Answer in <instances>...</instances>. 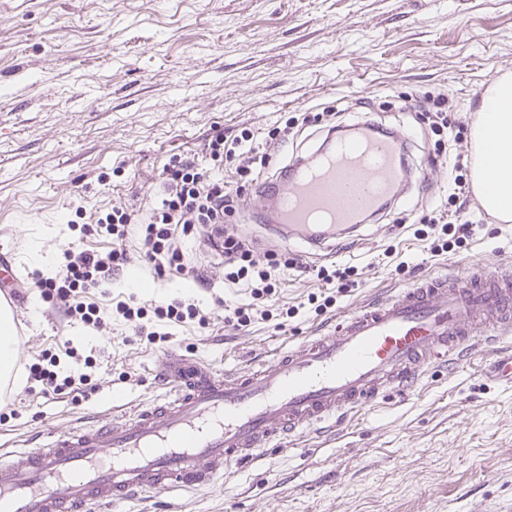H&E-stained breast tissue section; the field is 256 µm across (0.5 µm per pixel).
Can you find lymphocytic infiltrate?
Masks as SVG:
<instances>
[{
  "mask_svg": "<svg viewBox=\"0 0 512 512\" xmlns=\"http://www.w3.org/2000/svg\"><path fill=\"white\" fill-rule=\"evenodd\" d=\"M254 141V132L247 128L230 141L219 132L211 136L205 146L209 166L203 167L188 159L164 164V193L143 218H135L133 210L122 204L91 214L76 208L81 237H107L112 241V248L105 254L75 246L65 248L62 262L53 275L39 272L34 277L42 297L61 309L70 321L97 332L104 331L105 320L92 297L108 288L113 271L129 263L126 241L133 225L139 228L138 254L142 261L153 266L157 275L171 271L196 275L197 270L183 251L180 240L193 234L197 225L202 224L210 228L208 242L212 249L224 257L228 279L249 281L257 295L271 293L278 267L275 254L256 255L245 239L223 227L225 217L236 210L241 186L256 182L269 165L267 155L258 152ZM228 159L236 163V180L232 183L223 176L224 162ZM463 169V162H455L448 207L428 219L429 228H441L442 232L452 234L459 244L469 240L474 232L458 206L467 193ZM115 310L130 322L135 335L146 336L151 342L156 341L157 334L146 328L145 321L150 316L174 324L192 322L202 329L208 326L207 316L186 300L175 299L151 309L121 301ZM27 371L29 380L38 386L43 396L66 390L82 397L87 392V375L63 377L39 363L28 365Z\"/></svg>",
  "mask_w": 512,
  "mask_h": 512,
  "instance_id": "obj_1",
  "label": "lymphocytic infiltrate"
}]
</instances>
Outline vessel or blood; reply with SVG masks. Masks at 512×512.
Wrapping results in <instances>:
<instances>
[{
  "instance_id": "vessel-or-blood-1",
  "label": "vessel or blood",
  "mask_w": 512,
  "mask_h": 512,
  "mask_svg": "<svg viewBox=\"0 0 512 512\" xmlns=\"http://www.w3.org/2000/svg\"><path fill=\"white\" fill-rule=\"evenodd\" d=\"M399 136L362 131L294 163L253 202L278 233L336 238L411 180ZM18 281L0 260V305ZM512 320V271L476 265L419 281L347 314L269 365L238 376L165 351L163 398L95 423L0 451V512H119L166 487H207L265 455L282 436L412 387L428 369L492 345Z\"/></svg>"
}]
</instances>
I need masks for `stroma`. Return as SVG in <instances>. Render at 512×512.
Returning <instances> with one entry per match:
<instances>
[{
  "instance_id": "1",
  "label": "stroma",
  "mask_w": 512,
  "mask_h": 512,
  "mask_svg": "<svg viewBox=\"0 0 512 512\" xmlns=\"http://www.w3.org/2000/svg\"><path fill=\"white\" fill-rule=\"evenodd\" d=\"M505 74L512 0H0V256L15 262L24 285L14 314L18 361L54 354L63 374L88 373L94 386L81 401L19 391V414L0 422V445L111 418L119 401H151L166 347L242 373L428 276L474 264L512 268V223L478 198L465 214L475 226L468 243L434 253L416 235L422 217L447 208L448 175L472 146L467 137L435 143L405 104L444 92L472 122ZM317 112L335 124L365 120L407 135V165L432 172L431 185L398 194L388 216L335 253L283 246L257 222L241 227L256 191L244 187L226 222L257 254L277 255V285L265 297L227 281L223 256L192 235L182 246L202 279H160L132 260L94 297L106 331L90 334L42 301L31 273L40 257L57 270L78 237L68 226L76 208L146 211L163 192V164L174 156L205 163L215 131L265 133ZM326 135L314 126L291 133L271 147L274 166L311 157ZM345 266L355 268L357 284L331 294L317 272ZM132 273L151 290L131 288ZM182 294L209 325H169L166 343L134 335L112 313L131 297L158 305ZM330 294L334 302L317 308ZM238 307L252 316L240 329L226 321ZM67 338L78 358L66 356ZM508 347L512 333L453 372L429 371L413 389L334 427L282 441L227 483L160 490L122 512H512V386L490 375L498 349ZM86 356L94 367H84Z\"/></svg>"
}]
</instances>
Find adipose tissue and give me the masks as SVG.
<instances>
[{
	"label": "adipose tissue",
	"mask_w": 512,
	"mask_h": 512,
	"mask_svg": "<svg viewBox=\"0 0 512 512\" xmlns=\"http://www.w3.org/2000/svg\"><path fill=\"white\" fill-rule=\"evenodd\" d=\"M472 184L482 206L501 220H512V76L499 78L483 99L472 129ZM14 315L0 307V380L21 387Z\"/></svg>",
	"instance_id": "adipose-tissue-1"
}]
</instances>
